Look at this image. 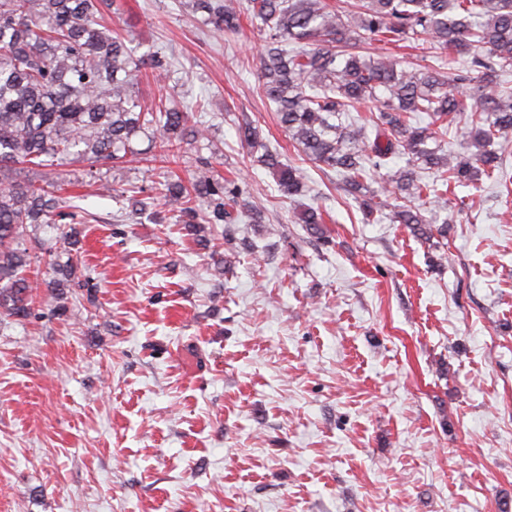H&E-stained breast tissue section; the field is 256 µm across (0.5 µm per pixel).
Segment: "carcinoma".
<instances>
[{
  "mask_svg": "<svg viewBox=\"0 0 512 512\" xmlns=\"http://www.w3.org/2000/svg\"><path fill=\"white\" fill-rule=\"evenodd\" d=\"M214 29L234 32L246 16L260 37L256 58L264 96L276 105L288 137L317 166L343 177L349 192L364 190L369 171H384L380 190L362 199L365 215L384 206L381 197L415 199L430 194L417 170L436 174L443 184H472L478 173L493 177L507 168L512 135V88L499 77L512 70V0H190ZM114 0H0V170L26 164L53 171L62 161L116 163L134 152L145 135L154 159L181 157L191 113L169 100L141 105L136 68L168 77L169 63L156 51L138 53L132 39L112 30L105 15ZM368 42L427 44L436 61L466 56L454 80L441 66L413 71L397 68L393 55L365 59ZM368 118H349L368 101ZM470 113L465 154L454 156L436 143L458 115ZM425 114L430 125L413 117ZM254 166L267 170L279 192L293 200L304 193L300 172L264 147L255 127L239 126ZM407 156L406 166H389ZM54 180L14 181L0 188V312L18 319L32 313L41 259L21 239L30 224H69L61 240L75 244L81 223L71 201ZM141 210L162 221L160 204H180L174 223L182 234L203 241L205 224H259L261 216L241 199L242 189L215 177L206 161L189 181L167 177L148 189ZM426 217L396 206L388 219L429 240L445 236L444 193L430 200ZM299 221L324 235V217L309 207ZM439 227H434V224Z\"/></svg>",
  "mask_w": 512,
  "mask_h": 512,
  "instance_id": "cac0c4a2",
  "label": "carcinoma"
}]
</instances>
